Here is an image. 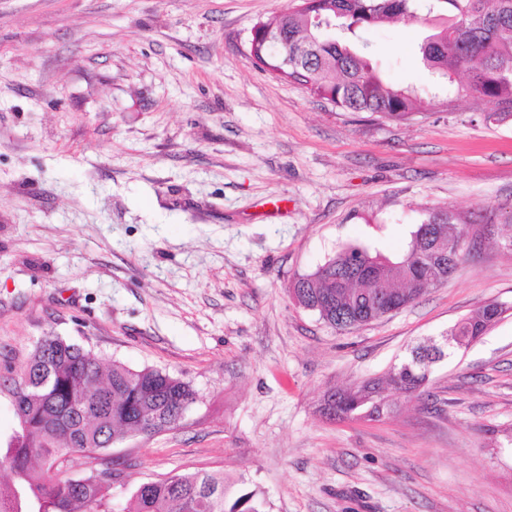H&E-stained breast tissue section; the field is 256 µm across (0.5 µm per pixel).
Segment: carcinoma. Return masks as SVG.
<instances>
[{"mask_svg": "<svg viewBox=\"0 0 512 512\" xmlns=\"http://www.w3.org/2000/svg\"><path fill=\"white\" fill-rule=\"evenodd\" d=\"M428 13L439 25L422 59L438 77L462 70L467 96L489 124L512 119V0H436ZM448 5L460 15L444 13ZM393 18H418L416 0H310L302 9L262 21L253 63L263 69L302 76L315 96L349 112H371L393 122L417 114L416 96L386 82L351 39L363 29ZM288 35L283 43L281 35ZM438 211H425L404 253L389 258L350 245L315 271L298 276L291 288L301 307L328 326L346 331L376 319L388 300L404 308L427 292L413 288L408 272L426 273L435 250L428 225ZM439 269L448 277L469 248L463 228ZM496 320L482 305L455 324L442 343L418 346L387 373V385L413 396L429 380V367L467 347ZM13 389L17 424L0 461L11 478L0 481V512H264L253 492L231 494L220 471L175 474L137 487L123 503L114 500L116 468L107 454L128 436L156 435L176 426L197 393L180 377L159 369L103 364L78 344L45 335L27 365L6 377ZM378 383L364 381L328 397L338 420L372 417L383 411ZM95 455L102 478L64 474L69 457Z\"/></svg>", "mask_w": 512, "mask_h": 512, "instance_id": "cac0c4a2", "label": "carcinoma"}]
</instances>
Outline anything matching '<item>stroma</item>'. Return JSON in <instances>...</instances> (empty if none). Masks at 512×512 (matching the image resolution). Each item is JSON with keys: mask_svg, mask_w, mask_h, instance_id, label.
I'll list each match as a JSON object with an SVG mask.
<instances>
[{"mask_svg": "<svg viewBox=\"0 0 512 512\" xmlns=\"http://www.w3.org/2000/svg\"><path fill=\"white\" fill-rule=\"evenodd\" d=\"M300 0H0V374L53 333L190 382L164 433L108 453L119 489L220 470L266 512H512V120L439 111L429 20L362 32L408 123L256 68ZM427 208L481 244L413 304L339 332L292 299L349 244L402 252ZM508 310L380 418L328 392L384 378L479 306Z\"/></svg>", "mask_w": 512, "mask_h": 512, "instance_id": "1", "label": "stroma"}]
</instances>
